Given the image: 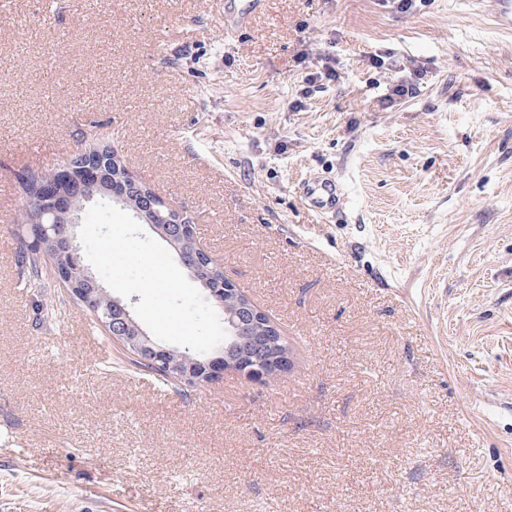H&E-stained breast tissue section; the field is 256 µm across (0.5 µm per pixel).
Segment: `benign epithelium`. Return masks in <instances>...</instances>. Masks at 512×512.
Wrapping results in <instances>:
<instances>
[{"instance_id":"obj_1","label":"benign epithelium","mask_w":512,"mask_h":512,"mask_svg":"<svg viewBox=\"0 0 512 512\" xmlns=\"http://www.w3.org/2000/svg\"><path fill=\"white\" fill-rule=\"evenodd\" d=\"M109 146L102 140L90 143L79 152L68 156L63 169L52 178L35 177L22 173V182L32 181L36 186L37 207L32 210L29 223L20 234L41 268L52 272L55 282L62 286L69 298L76 303L85 302L84 290L70 279L69 272L81 266L80 256L74 244V228L79 223V212L83 204L93 201L125 203V195L112 187V175L105 172L110 163ZM171 223L158 226L151 215L136 212V218L148 224L168 245L176 249L179 263L190 271L194 279H202L200 257L205 256L213 266L219 268L218 278L224 288L210 290L207 297L214 306L232 313L225 330L230 335L229 348L240 349L235 357H224V351L204 360L183 362L175 351L156 343L150 334L134 319L130 303L122 298L112 299L118 313L105 320H97L104 333L112 341L149 365L161 374H171L184 387L213 383L230 372L243 376L254 383H266L270 378L288 369V351L282 347L277 336L281 332L249 298L236 288L234 282L224 275L220 266L201 243L191 244L186 211L164 201Z\"/></svg>"}]
</instances>
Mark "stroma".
<instances>
[{
	"label": "stroma",
	"mask_w": 512,
	"mask_h": 512,
	"mask_svg": "<svg viewBox=\"0 0 512 512\" xmlns=\"http://www.w3.org/2000/svg\"><path fill=\"white\" fill-rule=\"evenodd\" d=\"M493 0H0V512H512V32ZM413 62L418 94L378 97ZM339 80L289 103L306 72ZM113 136L292 365L158 395L18 277L19 173ZM336 180L317 216L301 186ZM54 306L55 318L42 309ZM226 4H239L237 7H228L230 13V24L234 31L247 28L252 15L257 12L263 0H228Z\"/></svg>",
	"instance_id": "obj_1"
}]
</instances>
